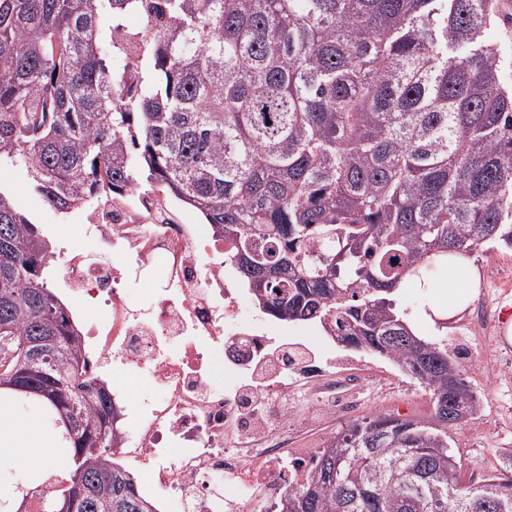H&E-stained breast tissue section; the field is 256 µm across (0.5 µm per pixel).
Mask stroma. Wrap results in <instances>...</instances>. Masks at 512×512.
I'll use <instances>...</instances> for the list:
<instances>
[{
    "label": "stroma",
    "mask_w": 512,
    "mask_h": 512,
    "mask_svg": "<svg viewBox=\"0 0 512 512\" xmlns=\"http://www.w3.org/2000/svg\"><path fill=\"white\" fill-rule=\"evenodd\" d=\"M0 189L8 192L18 208L40 224L52 244L62 242V227L82 221L81 210L62 213L48 206L37 194L26 170L19 166L0 168ZM512 307V291L503 292L496 279H480L478 288L463 311L449 318L447 326H430L427 337L447 340L458 349L465 380L476 393L481 411L475 419L450 432V444L462 464L463 478H477L501 469L506 461L505 449H512V339L497 337L474 322V311ZM278 332L301 335L314 344L322 357L339 358L338 372L360 378L351 398L359 417L391 414L400 418H423L430 414L428 392L416 380L402 374L383 360L367 356L342 362V349L316 324L279 321ZM69 466H60L52 474L48 486L33 487L18 469H0V480L24 489L25 504L38 512H50L69 484Z\"/></svg>",
    "instance_id": "35a3bbf8"
}]
</instances>
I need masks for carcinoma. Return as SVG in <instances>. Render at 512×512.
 Wrapping results in <instances>:
<instances>
[{
    "mask_svg": "<svg viewBox=\"0 0 512 512\" xmlns=\"http://www.w3.org/2000/svg\"><path fill=\"white\" fill-rule=\"evenodd\" d=\"M136 17L131 29L126 19ZM493 0H0V166L61 211L145 181L202 214L261 312L318 324L428 389L425 419L334 435L279 512H512L448 445L480 401L401 283L512 248V90ZM51 246L0 190V389L64 429L52 512H156L112 460V394L47 288ZM26 388L21 393L11 381Z\"/></svg>",
    "mask_w": 512,
    "mask_h": 512,
    "instance_id": "cac0c4a2",
    "label": "carcinoma"
}]
</instances>
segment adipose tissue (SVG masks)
<instances>
[{
  "mask_svg": "<svg viewBox=\"0 0 512 512\" xmlns=\"http://www.w3.org/2000/svg\"><path fill=\"white\" fill-rule=\"evenodd\" d=\"M478 284L467 256L448 257V285L430 290L414 320L417 326L432 325L434 320L450 317L470 301ZM60 442L47 430L42 412L32 407L19 411L13 398L0 397V466H12L27 472H44L58 467L63 459Z\"/></svg>",
  "mask_w": 512,
  "mask_h": 512,
  "instance_id": "ef3b65f1",
  "label": "adipose tissue"
}]
</instances>
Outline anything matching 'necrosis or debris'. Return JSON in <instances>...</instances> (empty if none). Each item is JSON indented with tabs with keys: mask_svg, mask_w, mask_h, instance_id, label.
Instances as JSON below:
<instances>
[{
	"mask_svg": "<svg viewBox=\"0 0 512 512\" xmlns=\"http://www.w3.org/2000/svg\"><path fill=\"white\" fill-rule=\"evenodd\" d=\"M59 258L89 344L86 377L112 380V452L148 465L165 512H253L302 478L289 454L290 401L335 402L333 359L263 318L240 319L244 295L209 225L185 223L163 194L135 189L91 201ZM142 377L161 397L131 399ZM232 481L245 497L225 504Z\"/></svg>",
	"mask_w": 512,
	"mask_h": 512,
	"instance_id": "obj_1",
	"label": "necrosis or debris"
}]
</instances>
